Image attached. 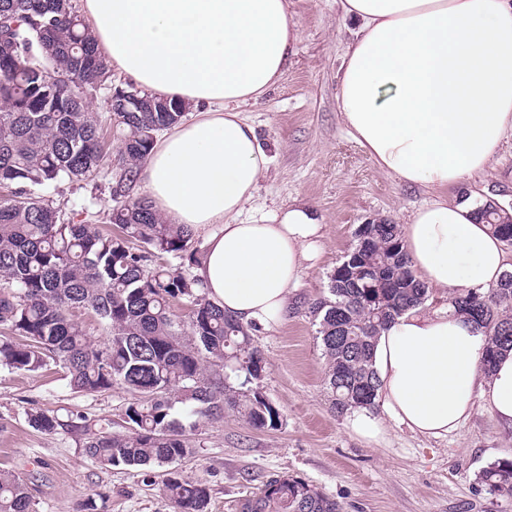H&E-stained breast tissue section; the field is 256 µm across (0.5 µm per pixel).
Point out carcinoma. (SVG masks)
I'll return each instance as SVG.
<instances>
[{
	"mask_svg": "<svg viewBox=\"0 0 512 512\" xmlns=\"http://www.w3.org/2000/svg\"><path fill=\"white\" fill-rule=\"evenodd\" d=\"M0 20L14 49L0 51V366L36 372L64 370L71 387L102 392L121 385L140 395L124 411L126 432L92 431L74 414L42 410L29 414L44 433L79 438L85 453L111 467L167 468L165 492L177 512H206L207 486L172 469L189 452L186 432L228 405L255 428H274L278 409L258 390L224 384L208 372L243 359L244 383L258 378L263 358L253 344L254 326L224 314L201 291L199 280L178 268L156 265L164 256L188 257L194 230L168 224L148 197L135 194L141 165L157 136L186 116L177 100L148 95L131 83L116 85L112 69L72 0H0ZM105 91L116 152L105 147L87 96ZM110 170L112 209L105 221L118 227L104 235L66 216L36 194L62 181H93ZM494 203L483 207L498 236L512 229ZM361 260L371 276L357 280L356 265H339L329 276L328 295L309 303L326 357L325 384L331 409L344 415L375 405L372 351L394 317L428 297L415 275L399 226L370 224ZM190 303V336L170 313V303ZM449 304L484 325L488 342L482 365L490 372L498 353L512 349V274L488 290L459 289ZM94 313L108 329L95 344L70 310ZM19 336L22 342L13 338ZM183 407V423L174 416ZM482 482L512 497V460L484 468ZM0 512H33L26 484L0 471ZM241 512H341L340 504L293 476L269 477Z\"/></svg>",
	"mask_w": 512,
	"mask_h": 512,
	"instance_id": "1",
	"label": "carcinoma"
}]
</instances>
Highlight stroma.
Wrapping results in <instances>:
<instances>
[{
    "instance_id": "35a3bbf8",
    "label": "stroma",
    "mask_w": 512,
    "mask_h": 512,
    "mask_svg": "<svg viewBox=\"0 0 512 512\" xmlns=\"http://www.w3.org/2000/svg\"><path fill=\"white\" fill-rule=\"evenodd\" d=\"M299 31L288 66L258 102L241 106L269 158V168L243 222L306 202L324 219L322 252L289 300L284 323L258 328L254 344L264 368L257 379L223 369L232 387L249 382L280 413L276 428L256 429L232 409L201 420L188 435L191 452L177 468L209 489L208 512H240L270 476L292 475L338 501L343 512H512V497L491 492L482 469L512 459V432L476 409L457 432L425 439L390 429L383 445L365 443L331 410L326 362L308 312L327 295L329 276L355 244L359 225L405 224L431 203L432 193L379 171L337 110L338 73L353 26L341 0H288ZM470 192L512 204V131L489 169L467 183ZM46 197L78 220L107 231L112 206L107 176L60 182ZM136 397L124 387L100 393L72 390L60 368L16 372L0 366V470L26 483L35 512H80L92 499L97 512H176L157 467H106L89 458L76 438L29 424L31 411L66 409L92 428L121 431Z\"/></svg>"
}]
</instances>
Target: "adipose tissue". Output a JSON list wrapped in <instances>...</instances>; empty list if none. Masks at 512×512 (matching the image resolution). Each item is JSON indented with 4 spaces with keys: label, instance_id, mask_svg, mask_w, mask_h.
I'll return each instance as SVG.
<instances>
[{
    "label": "adipose tissue",
    "instance_id": "adipose-tissue-1",
    "mask_svg": "<svg viewBox=\"0 0 512 512\" xmlns=\"http://www.w3.org/2000/svg\"><path fill=\"white\" fill-rule=\"evenodd\" d=\"M83 15L118 71L192 112L155 143L141 179L170 224L217 225L196 275L209 299L243 323H282L292 289L313 269L323 218L306 203L243 223L268 169L242 105L282 77L299 36L288 0H83ZM359 28L338 80L344 124L402 183L435 192L401 234L416 276L449 294L496 286L503 242L472 199H447L485 173L512 130V0H342ZM483 325L451 308L408 310L373 350L381 415L357 408L347 427L369 444L390 428L440 439L483 407L512 431V350L481 367Z\"/></svg>",
    "mask_w": 512,
    "mask_h": 512
}]
</instances>
